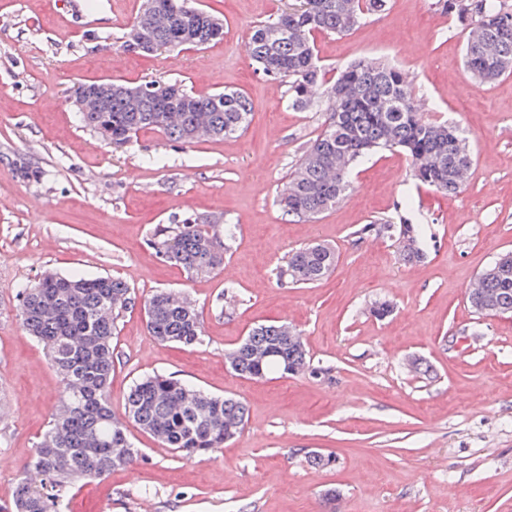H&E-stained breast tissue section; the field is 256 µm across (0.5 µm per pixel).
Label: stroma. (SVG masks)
Instances as JSON below:
<instances>
[{
	"label": "stroma",
	"instance_id": "obj_1",
	"mask_svg": "<svg viewBox=\"0 0 512 512\" xmlns=\"http://www.w3.org/2000/svg\"><path fill=\"white\" fill-rule=\"evenodd\" d=\"M0 0V512L46 430L62 390L42 345L27 336L19 293L43 271L113 275L145 299L185 292L201 313L203 344H162L142 307L118 323L112 409L133 382L162 373L246 401L243 434L211 458L187 459L130 428L129 468L71 489L66 512H512V316L483 317L466 291L512 250V73L477 85L465 39L437 0H388L345 34L316 38L327 77L377 58L412 79L417 111L453 120L474 156L467 188L419 187L410 162L383 150L354 165V188L315 221L286 215L277 196L326 113L291 108L287 84L248 56L254 25L293 0H192L219 16L224 38L200 49L138 54L123 47L142 0ZM179 83L227 89L252 103L237 137L192 145L144 130L122 146L84 128L71 101L83 82ZM412 197L431 224L422 261L394 240L358 237ZM223 236L238 227L223 268L188 275L149 241L188 216ZM333 247L335 270L313 285L276 277L291 250ZM238 302L226 308L224 289ZM386 300L393 312L376 318ZM281 321L301 334L316 373L248 380L225 363L248 329ZM422 359L429 374L411 369ZM336 458L316 469L309 454ZM335 490L327 503L326 490Z\"/></svg>",
	"mask_w": 512,
	"mask_h": 512
}]
</instances>
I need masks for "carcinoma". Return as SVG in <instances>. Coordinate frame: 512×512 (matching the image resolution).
<instances>
[{
	"instance_id": "1",
	"label": "carcinoma",
	"mask_w": 512,
	"mask_h": 512,
	"mask_svg": "<svg viewBox=\"0 0 512 512\" xmlns=\"http://www.w3.org/2000/svg\"><path fill=\"white\" fill-rule=\"evenodd\" d=\"M387 0H298L276 19L254 26L248 52L264 76L288 84L295 109L325 107L322 132L302 152L279 198L286 214L313 220L336 206L352 185L355 162L379 150H400L411 161L418 186L440 193L462 192L472 168L469 138L447 122L424 118L416 111L411 80L396 66L361 60L339 71L328 87L325 104L309 98V89L325 72L315 51L318 33L344 34L366 15L381 12ZM442 9L456 15L466 37L465 68L481 84L512 71V7L505 0H443ZM146 11L130 24L127 51L142 53L137 32L146 27ZM221 20L205 10L193 17L176 12L153 29L149 52L171 48H202L223 39ZM158 81L140 85L143 97L135 112L115 84L111 111L82 112L89 129L108 133L114 146L140 131L159 129L169 139L193 144L243 131L252 110L239 92L189 94L194 101L173 121L159 111ZM358 234L386 236L398 242L407 263L425 257L432 239L428 220L408 197L395 214L364 225ZM231 227L224 240L209 234L202 220L188 217L163 227L150 241L164 261L187 273H210L224 263ZM336 266V252L310 243L288 256L280 271L284 284H313ZM467 299L475 312L496 315L512 310V251L501 254L476 278ZM137 297L120 278L63 276L47 271L20 293L25 331L47 349L64 386V413L53 417L17 483L12 512H61L67 490L81 479H104L132 464L139 450L129 441L128 425L152 435L164 447L184 457L219 452L238 436L246 422L247 405L234 397H219L160 373L137 379L127 394L123 422L112 411L110 382L116 354L112 347L118 321L134 309ZM146 328L162 343L186 347L202 344L200 312L188 296L161 289L143 302ZM230 369L246 379L278 373L296 376L311 369L301 334L283 323L253 327L227 354Z\"/></svg>"
}]
</instances>
